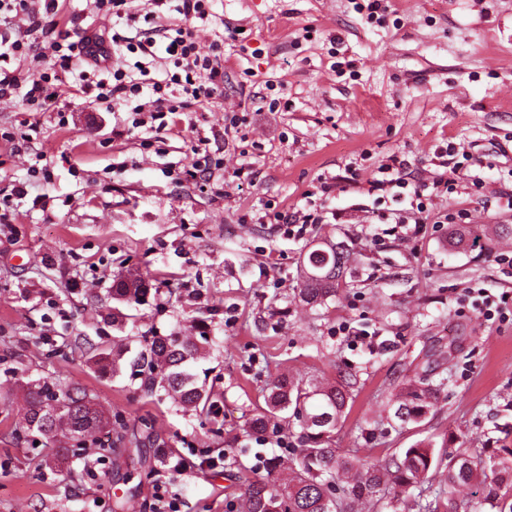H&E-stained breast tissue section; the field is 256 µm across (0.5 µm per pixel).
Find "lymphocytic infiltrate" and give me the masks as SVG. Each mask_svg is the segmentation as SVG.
Masks as SVG:
<instances>
[{"label":"lymphocytic infiltrate","mask_w":512,"mask_h":512,"mask_svg":"<svg viewBox=\"0 0 512 512\" xmlns=\"http://www.w3.org/2000/svg\"><path fill=\"white\" fill-rule=\"evenodd\" d=\"M90 13H106L112 17V33L82 32L77 40H69L58 29L55 16L59 0H0V28H12L17 17H26L28 25L22 35L10 40L0 35V98L21 94L29 111L54 109L57 88L62 76L73 75L77 92L109 101L131 112L132 128L153 122L154 132L166 130L177 114L208 103L224 87V42L214 40L208 50H201L192 32L197 21H207L211 0H178L174 10L182 17L181 25L158 24L159 10L168 0H150L152 8L144 16H136L127 8V0H86ZM144 27H137V20ZM50 40L55 52L53 63L46 68L22 72L13 63L36 57L40 42ZM134 54L133 68L111 64L112 52ZM164 67V80L152 76L156 67ZM104 70L105 76L95 80L91 70ZM379 178L373 179L375 191L398 189L400 197L410 198L413 225L406 237L420 234L431 216L421 200L419 189L389 167H380ZM224 464L223 455L212 450L191 458L181 452L165 455L162 469L165 479L155 480L151 491V512H182L180 502L170 489L171 480L193 475L200 469H216Z\"/></svg>","instance_id":"obj_1"}]
</instances>
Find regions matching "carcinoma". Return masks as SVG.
Segmentation results:
<instances>
[{
	"label": "carcinoma",
	"instance_id": "1",
	"mask_svg": "<svg viewBox=\"0 0 512 512\" xmlns=\"http://www.w3.org/2000/svg\"><path fill=\"white\" fill-rule=\"evenodd\" d=\"M478 228L464 224L448 225V250L459 251L479 244ZM354 258L342 242L323 241L308 251L303 259V275L298 288L301 302L315 306L336 296L351 272ZM148 292L136 279H121L112 286V299L120 303L137 302ZM196 336L171 333L155 336L145 349L128 358L129 349L118 347L110 353L91 356L97 369L117 376L130 368L148 369L168 397L186 411L216 414L219 407L212 401L206 382L199 381L193 366L211 347L207 326L195 325ZM442 382L425 375L408 383L393 398L394 418L403 425L418 424L437 403ZM354 383L337 385L293 383L281 377L271 384L265 412L251 421V430L264 432L274 419L286 420V414L301 422L302 448L297 465L285 476H278L279 459L267 462L268 477L251 482L242 495L239 512H351L358 504H369L383 512H438L435 500L422 480L442 459L430 444L419 443L391 457L378 466H366L343 456L334 448L337 425L346 417L353 403ZM25 425L28 435L59 440L64 462L80 456L88 443L101 448L111 444L99 435H110L109 419L77 383L67 386L53 380H35L26 394ZM58 402L66 411L48 417L46 408ZM448 488L445 512H459L457 495L471 488L482 490L484 504L490 512H512V463L498 460V467L486 473L463 451L448 452L445 468ZM398 489L406 498L390 499L389 490Z\"/></svg>",
	"mask_w": 512,
	"mask_h": 512
}]
</instances>
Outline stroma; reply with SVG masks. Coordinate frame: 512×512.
Listing matches in <instances>:
<instances>
[{
    "label": "stroma",
    "mask_w": 512,
    "mask_h": 512,
    "mask_svg": "<svg viewBox=\"0 0 512 512\" xmlns=\"http://www.w3.org/2000/svg\"><path fill=\"white\" fill-rule=\"evenodd\" d=\"M367 22L355 0H212L194 34L209 46L225 28L224 89L143 148L144 129L113 139L130 113L93 102L70 83L58 112L0 99V188L25 186L0 223V512H149L151 472L166 451L223 449L224 467L176 484L185 512H236L263 459L293 464L296 420L250 435L267 385L356 381L335 433L340 453L374 465L417 442L447 443L485 461L512 448V322L490 325L485 299L512 292V243H495L502 193H512V0H383ZM67 126H59V115ZM38 122L25 142L21 124ZM223 163L213 185L179 175L192 148ZM454 145L458 170L442 167ZM399 163L431 213L467 209L483 244L452 253L448 227L406 240L384 217L409 202L372 194L379 167ZM481 176V188L471 184ZM453 179V191L434 188ZM318 210L303 237L276 212ZM357 261L347 288L324 304L296 297L300 261L322 239ZM141 279L143 304L112 318L115 279ZM213 344L196 364L218 417L183 412L147 390L145 376L99 375L94 348L138 350L155 336ZM363 334L339 335L341 324ZM436 373L446 385L422 422L387 420V401ZM75 381L127 430L154 426L151 444L128 442L49 468L54 442L24 431L27 382Z\"/></svg>",
    "instance_id": "1"
}]
</instances>
